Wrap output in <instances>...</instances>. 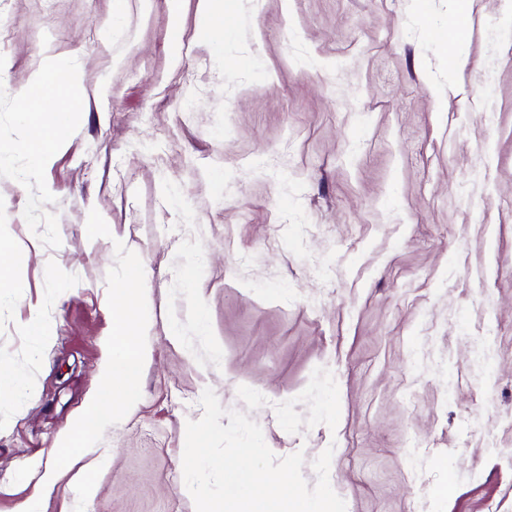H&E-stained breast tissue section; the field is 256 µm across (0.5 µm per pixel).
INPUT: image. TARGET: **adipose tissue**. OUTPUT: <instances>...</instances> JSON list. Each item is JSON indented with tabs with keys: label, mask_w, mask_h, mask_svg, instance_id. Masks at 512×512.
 <instances>
[{
	"label": "adipose tissue",
	"mask_w": 512,
	"mask_h": 512,
	"mask_svg": "<svg viewBox=\"0 0 512 512\" xmlns=\"http://www.w3.org/2000/svg\"><path fill=\"white\" fill-rule=\"evenodd\" d=\"M73 81L72 70L60 67L51 60L20 91L24 121L35 131L33 137L22 143L21 149L33 165L38 166L49 160L55 146L63 138L58 123L48 122V114L67 115L81 108L80 101L73 93ZM126 277L127 287L112 291V361L100 372L99 392L76 426L55 449V466L42 477L45 493L54 490L56 471L69 462L72 450L93 451L101 431L111 426L140 398L145 352L134 327L139 320L143 272L140 268L132 267L127 270Z\"/></svg>",
	"instance_id": "adipose-tissue-1"
}]
</instances>
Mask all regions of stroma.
I'll return each instance as SVG.
<instances>
[{
  "mask_svg": "<svg viewBox=\"0 0 512 512\" xmlns=\"http://www.w3.org/2000/svg\"><path fill=\"white\" fill-rule=\"evenodd\" d=\"M113 2L0 0V512L98 390L132 259L141 398L45 512H196L208 388L308 484L332 449L346 512H512V0H471L457 48L450 0H224L220 56L198 0ZM50 58L83 108L36 167L19 92Z\"/></svg>",
  "mask_w": 512,
  "mask_h": 512,
  "instance_id": "stroma-1",
  "label": "stroma"
}]
</instances>
